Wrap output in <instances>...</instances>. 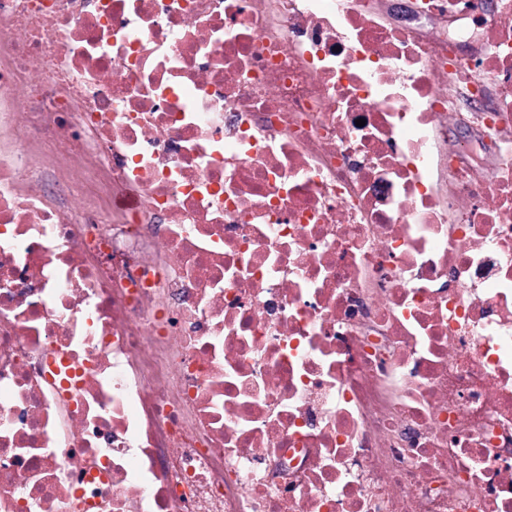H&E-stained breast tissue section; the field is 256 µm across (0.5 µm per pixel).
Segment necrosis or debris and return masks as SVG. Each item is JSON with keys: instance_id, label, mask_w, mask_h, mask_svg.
<instances>
[{"instance_id": "4bbe7bcc", "label": "necrosis or debris", "mask_w": 512, "mask_h": 512, "mask_svg": "<svg viewBox=\"0 0 512 512\" xmlns=\"http://www.w3.org/2000/svg\"><path fill=\"white\" fill-rule=\"evenodd\" d=\"M380 3L0 0V512H512V0ZM411 0H389L388 2V19L394 23L401 25H410L417 28L420 32L425 33L429 27L426 23L420 22L409 17L406 9H409ZM396 7H401L396 8ZM440 136L445 139L448 144L466 145L472 143L476 138V130L465 121H458L448 124L440 132Z\"/></svg>"}]
</instances>
